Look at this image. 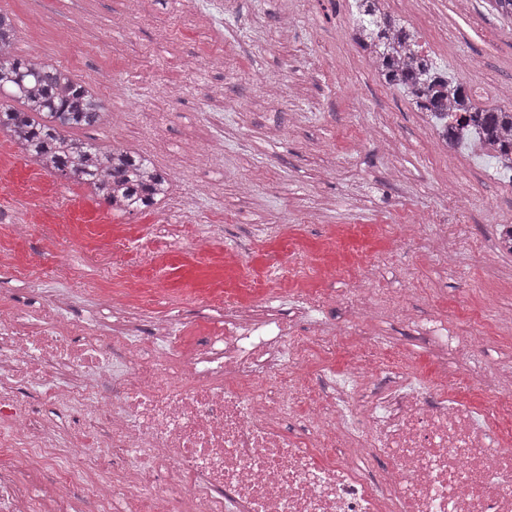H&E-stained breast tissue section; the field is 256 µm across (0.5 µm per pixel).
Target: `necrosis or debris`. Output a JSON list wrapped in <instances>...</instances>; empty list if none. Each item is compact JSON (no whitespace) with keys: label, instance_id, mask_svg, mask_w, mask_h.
I'll return each instance as SVG.
<instances>
[{"label":"necrosis or debris","instance_id":"4bbe7bcc","mask_svg":"<svg viewBox=\"0 0 512 512\" xmlns=\"http://www.w3.org/2000/svg\"><path fill=\"white\" fill-rule=\"evenodd\" d=\"M359 273L345 292L297 295L349 307L336 333L364 317L356 299L373 294ZM107 322H59L0 308V512H512V443L498 417L512 395L477 407L440 371L415 381L409 362L389 359L368 337L346 354L358 386L394 365L387 386L363 402L352 424L345 391L303 371L312 339L263 318L245 303L210 297L224 318L186 348L167 321L149 354L125 296L88 288ZM322 394L294 428L289 408ZM70 409L55 432L45 406ZM387 467L370 473L368 460Z\"/></svg>","mask_w":512,"mask_h":512}]
</instances>
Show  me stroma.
Returning a JSON list of instances; mask_svg holds the SVG:
<instances>
[{"label":"stroma","instance_id":"stroma-1","mask_svg":"<svg viewBox=\"0 0 512 512\" xmlns=\"http://www.w3.org/2000/svg\"><path fill=\"white\" fill-rule=\"evenodd\" d=\"M417 31L438 66L485 102L512 109V22L484 0H389ZM13 17L16 53L67 68L99 87L122 84L106 101L123 112L84 130L102 148L151 156L171 182L166 199L138 213L112 210L75 178L42 169L17 153L0 129V226L68 225L76 241L72 271L57 277L42 235L0 236V252L24 264L0 267V303L38 311L41 298L83 285L123 293L143 333L177 315L185 340L216 323L211 294L278 307L302 333L326 335L345 314L313 307L295 316L278 267L300 288L336 291L363 263L379 265L375 319L362 335L408 357L422 381L434 377L429 336L479 326L485 341L456 363L494 378L512 364V256L481 258L499 225L512 224V183L488 159L435 154L422 118L372 72L355 44L353 0H0ZM284 88L274 102L266 84ZM240 100L238 111L225 98ZM439 216L451 237L453 267L432 250L433 234L390 245L374 228H396L417 211ZM174 224L178 237L155 240L151 228ZM342 277L324 280L318 263L333 229ZM38 262L32 270L30 262ZM350 336L312 346L315 376L348 384Z\"/></svg>","mask_w":512,"mask_h":512}]
</instances>
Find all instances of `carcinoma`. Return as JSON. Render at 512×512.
I'll return each instance as SVG.
<instances>
[{
  "label": "carcinoma",
  "mask_w": 512,
  "mask_h": 512,
  "mask_svg": "<svg viewBox=\"0 0 512 512\" xmlns=\"http://www.w3.org/2000/svg\"><path fill=\"white\" fill-rule=\"evenodd\" d=\"M356 0V44L369 52L383 81L435 121L452 147L478 143L512 170V110L481 106L459 80L420 51L415 32L385 8ZM15 27L0 13V129L43 169L71 176L113 209L144 211L167 197L170 179L144 154L103 149L74 134L106 116L103 99L60 66L14 54ZM18 103L19 107L12 106Z\"/></svg>",
  "instance_id": "1"
}]
</instances>
